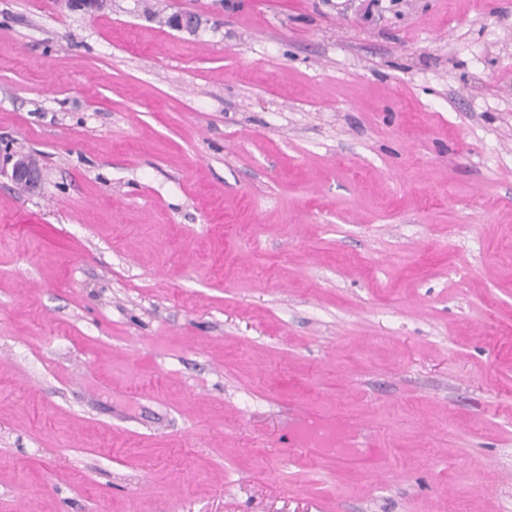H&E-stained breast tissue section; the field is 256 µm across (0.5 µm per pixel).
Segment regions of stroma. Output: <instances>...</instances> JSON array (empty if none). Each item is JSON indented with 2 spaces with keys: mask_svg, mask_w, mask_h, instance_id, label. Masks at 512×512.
Returning <instances> with one entry per match:
<instances>
[{
  "mask_svg": "<svg viewBox=\"0 0 512 512\" xmlns=\"http://www.w3.org/2000/svg\"><path fill=\"white\" fill-rule=\"evenodd\" d=\"M15 152L0 512H512V0H0ZM9 161H12L11 180L29 194L39 192L42 183L40 168L30 164L28 156L22 153L13 155Z\"/></svg>",
  "mask_w": 512,
  "mask_h": 512,
  "instance_id": "1",
  "label": "stroma"
}]
</instances>
